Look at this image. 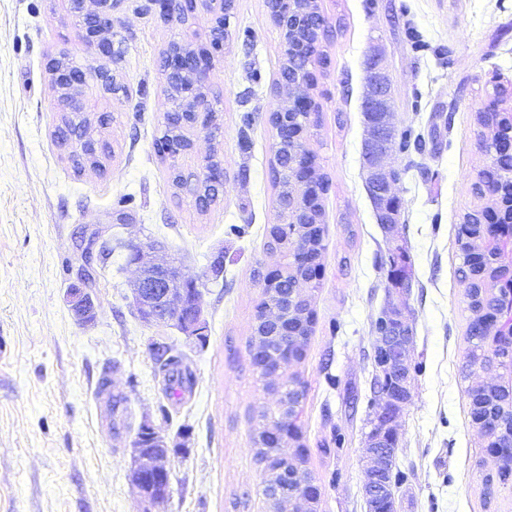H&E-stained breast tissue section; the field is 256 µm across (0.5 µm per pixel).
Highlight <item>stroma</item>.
I'll use <instances>...</instances> for the list:
<instances>
[{
  "label": "stroma",
  "instance_id": "1",
  "mask_svg": "<svg viewBox=\"0 0 512 512\" xmlns=\"http://www.w3.org/2000/svg\"><path fill=\"white\" fill-rule=\"evenodd\" d=\"M122 0L116 54L129 89L120 103L87 85L95 128L108 151L99 172H76L55 135L61 114L47 63L60 52L99 65L79 37L70 0H0V512H138L129 481L138 426L152 421L184 452L171 462V495L156 512H269L252 447L251 417L273 406L248 356L259 288L272 264L265 248L276 216L273 131L268 115L283 47L265 0H235L224 53L209 83L220 99L216 140L198 139L183 168L210 149L224 164V192L200 211L175 191L155 144L169 102L163 53L186 29ZM329 28L315 72L319 105L308 146L329 189L327 249L314 294L317 324L300 364L309 387L300 424L309 469L322 486L321 512H366L363 449L373 375L372 326L395 293L391 245L411 259L404 307L420 369L397 422L399 512H512V480L483 496L495 467L470 423L462 367L465 313L455 233L475 207L486 158L474 114L506 90L512 106V0H318ZM380 50L389 67L399 129L423 136L413 157L395 155L403 202L393 233L378 223L363 159L365 61ZM249 148H242V141ZM244 227L242 235L231 226ZM113 242L164 245L196 278L208 324L205 345L172 323H144L129 284L135 270L118 250L98 269L94 322L76 323L64 301L81 250L95 231ZM224 252V276L207 273ZM171 345L194 375L191 393L169 401L154 360ZM120 406H113L114 398ZM342 435V449L323 446Z\"/></svg>",
  "mask_w": 512,
  "mask_h": 512
}]
</instances>
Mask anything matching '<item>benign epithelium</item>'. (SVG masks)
<instances>
[{
    "mask_svg": "<svg viewBox=\"0 0 512 512\" xmlns=\"http://www.w3.org/2000/svg\"><path fill=\"white\" fill-rule=\"evenodd\" d=\"M117 0H71V9L80 20L82 39L90 52L97 56L110 57L114 54V40L119 30L114 19L113 10ZM144 10L155 12L164 19L181 15L191 18L196 8L200 7L212 16L208 30L210 48L198 50L189 40L170 43L166 50L164 72L166 89L171 102L170 111L182 117L181 123L190 127V135L176 132L157 141L158 152L169 159L173 172L180 171L179 158L193 149L194 138L191 134L199 131L210 137L215 136L217 127L215 117L217 109L210 93L207 72L212 51L224 49L227 39L229 19L234 0H142ZM317 0H266V7L274 25L279 29L283 47L293 49L294 37L304 27L305 14ZM372 64L368 75V89L364 98V109L367 112H378L382 116L381 123L367 125L366 146L372 150L366 162L367 183L369 192L380 197L384 202H397L395 185L400 174L393 168L383 165L385 158L393 154L392 149L384 140L387 131L396 127L391 122L389 99L392 83L388 68L378 54L371 55ZM55 87L57 89V105L66 101L70 104L69 111L85 112L87 106L82 98L80 87L89 81L94 82L99 91L112 99L128 97V88L117 81L112 70L107 67L83 68L67 63L51 61ZM309 78L302 83L291 80L279 81L274 96L276 105L270 111L269 122L275 131L274 143H293L299 140L300 132L294 128L288 114L293 112H310L317 110V105L309 93ZM69 145L79 152V160L85 167L98 168L94 157L86 152V148L99 151L100 145L87 139L86 132L75 129L70 135ZM202 183L224 187V167L217 153L205 157V163L193 173L186 184L188 188H196ZM313 186L312 173L308 166L298 165L290 180L288 190L291 198L281 202V206L296 209L297 218L283 220L268 228V236L272 239L283 237L293 245L302 242L299 224H307V211L304 209L305 199ZM493 234L507 246H512V218L506 224L496 223V217L489 218ZM93 244L98 252L91 249L83 252V265L65 292V303L73 319L85 325L95 320L98 310L97 299L93 294L95 269L93 262L101 259L112 245V241L97 235ZM131 255V263L138 266L139 275L132 285V294L136 307L143 322L174 323L181 326V332L190 340L206 335L207 322L203 316L200 298L188 294L184 287L175 288L172 281H186L187 275L180 267L167 258L157 256L159 248L154 245L147 247L129 243L126 246ZM500 279L508 282L511 291L507 301L503 303L502 314L495 315L492 330L503 334L502 341L512 345V261L509 260L499 270ZM284 266L276 264L263 271L262 288L256 309L255 323L259 327H272L270 334L273 341L261 345L259 337H254L258 366L263 370L269 390L278 396L276 412L280 430L275 433H256L253 435L254 447L270 449L268 453L256 454L262 471L267 473L278 468V462L288 458L295 465L293 479L308 487L312 493L321 492L317 481L305 475V469L294 459L298 443L283 436V429L293 421L292 403L284 391L283 375L297 363L298 354L302 349V337L292 333L288 325L291 308L283 302L282 281ZM193 305L196 315L183 319V311ZM409 319L403 313L397 315L389 324L386 332L377 336L374 346V362L379 368V384L376 386L378 408L376 423L378 430L367 437L365 455L370 464L365 469L368 490L366 499L370 500L383 495L394 494L393 486L385 484L380 478V465L377 454L383 448H395L399 444V434L395 427L396 420L411 402L410 375L406 371L412 356L407 331ZM485 432L486 451L501 465L503 457L512 454V448H501L497 444V432L482 428ZM184 448V444L169 445V441L150 421L140 424L138 433L133 440V459L130 470V483L138 498L139 512H153V508L169 499L171 494L170 466L172 457Z\"/></svg>",
    "mask_w": 512,
    "mask_h": 512,
    "instance_id": "1",
    "label": "benign epithelium"
}]
</instances>
